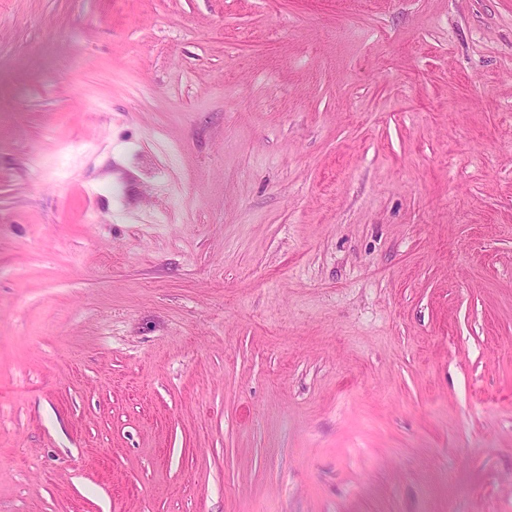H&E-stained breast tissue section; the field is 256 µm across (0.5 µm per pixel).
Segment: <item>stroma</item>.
<instances>
[{"label": "stroma", "mask_w": 512, "mask_h": 512, "mask_svg": "<svg viewBox=\"0 0 512 512\" xmlns=\"http://www.w3.org/2000/svg\"><path fill=\"white\" fill-rule=\"evenodd\" d=\"M0 512H512V0H0Z\"/></svg>", "instance_id": "35a3bbf8"}]
</instances>
